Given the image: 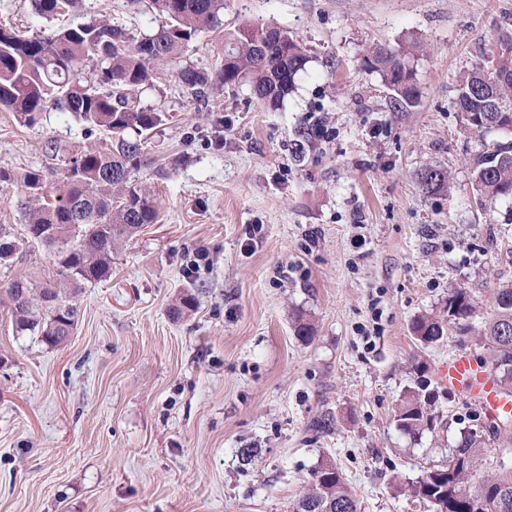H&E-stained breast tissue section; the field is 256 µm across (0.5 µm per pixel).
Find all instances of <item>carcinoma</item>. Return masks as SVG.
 <instances>
[{"label": "carcinoma", "mask_w": 512, "mask_h": 512, "mask_svg": "<svg viewBox=\"0 0 512 512\" xmlns=\"http://www.w3.org/2000/svg\"><path fill=\"white\" fill-rule=\"evenodd\" d=\"M31 3L36 16L47 20L73 13L79 6V0ZM148 9L156 27L138 37L105 19L62 28L48 38L20 35L0 26V109L30 127L51 108L81 125L86 135L102 136L101 145L71 153L59 143H48V157L63 158L65 166L52 184L40 170L18 178L0 168L1 184L18 180L27 193L26 238L0 224V267L10 266L27 242L45 247L53 267L49 280L25 274L8 283L5 294L13 331L50 347L64 344L73 334L79 315L77 296L111 275L112 253L157 221L152 191L134 178L144 145L166 120L164 110L141 105V92L154 86V66L162 62L175 68L179 83L200 109L209 107L210 90L217 85L254 88L261 105L276 109L309 62L306 47L277 26L272 32L278 41L262 51L259 43L266 25L254 24L224 38V64L216 72L183 65L186 46L219 23L224 0H148ZM410 55L409 49L379 48L370 62L393 91L394 109L417 101ZM88 64L97 71L92 84L83 82L78 73ZM457 95L460 111L479 138L495 130L490 125L495 115L505 109L512 115V47H505L491 65L479 62L465 70L458 78ZM500 133L502 139L481 142L469 157L475 184L488 201L512 200V130ZM417 181L426 194L448 190L447 171L439 167L422 169ZM447 312L444 323L416 319L412 326L416 339L425 345L438 342L447 322L468 329L475 312L470 294L462 288L448 293ZM482 336L499 381L512 383V284L493 293L492 313ZM395 422L412 437L435 429L437 415L424 386L405 391ZM484 444L483 432L461 429L454 447L462 456L461 464L451 471L443 465L427 468L411 484V492L434 512H472L473 493L467 483L483 460ZM485 482L481 512H512V464L495 461ZM294 512H358V506L343 473L326 462L313 471Z\"/></svg>", "instance_id": "cac0c4a2"}]
</instances>
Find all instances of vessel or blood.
I'll use <instances>...</instances> for the list:
<instances>
[{"label": "vessel or blood", "mask_w": 512, "mask_h": 512, "mask_svg": "<svg viewBox=\"0 0 512 512\" xmlns=\"http://www.w3.org/2000/svg\"><path fill=\"white\" fill-rule=\"evenodd\" d=\"M442 374L449 386L474 395L493 418L512 417V393L503 390L492 372L479 370L468 355L451 358Z\"/></svg>", "instance_id": "b4317fda"}]
</instances>
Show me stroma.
<instances>
[{
    "mask_svg": "<svg viewBox=\"0 0 512 512\" xmlns=\"http://www.w3.org/2000/svg\"><path fill=\"white\" fill-rule=\"evenodd\" d=\"M98 17L136 36L154 27L143 0H84L64 21L0 0V24L27 36ZM223 20L184 63L216 70L226 33L274 23L306 46V68L279 109L242 87L201 110L157 65L141 100L167 121L138 173L157 222L83 289L64 345L15 335L0 304V512H292L326 461L358 512H432L405 485L481 426L438 370L460 352L490 362L480 328L512 283V201L474 183L478 138L456 85L512 43V0H225ZM414 44L419 100L395 109L367 61ZM318 120L329 137L311 136ZM50 139L87 143L58 112L23 127L0 110V167L48 170ZM428 166L448 171L449 191L419 190ZM199 248L213 264L188 275ZM456 288L476 302L472 331L421 345L414 320L444 316ZM186 292L196 308L173 317ZM422 378L438 422L413 438L394 414Z\"/></svg>",
    "mask_w": 512,
    "mask_h": 512,
    "instance_id": "stroma-1",
    "label": "stroma"
}]
</instances>
